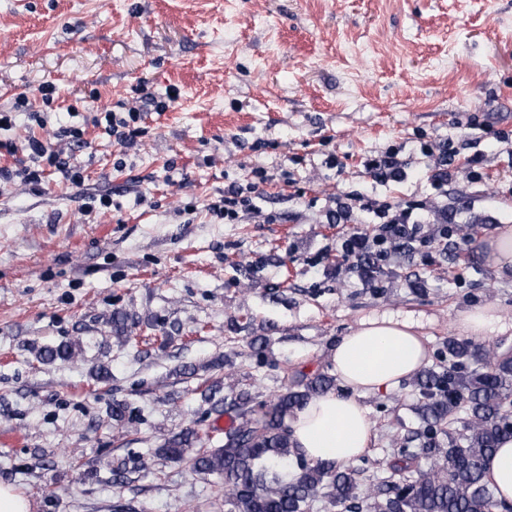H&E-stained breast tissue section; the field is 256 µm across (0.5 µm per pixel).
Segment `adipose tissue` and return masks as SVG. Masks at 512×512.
<instances>
[{
	"instance_id": "obj_1",
	"label": "adipose tissue",
	"mask_w": 512,
	"mask_h": 512,
	"mask_svg": "<svg viewBox=\"0 0 512 512\" xmlns=\"http://www.w3.org/2000/svg\"><path fill=\"white\" fill-rule=\"evenodd\" d=\"M456 329L479 340L512 331V316L487 303L460 313ZM412 317L385 313L358 323L336 344L333 371L341 385L309 400L288 418L292 451L308 463L346 465L374 439L361 393L388 391L421 371L428 346ZM485 479L500 499L512 502V438L500 443L486 462Z\"/></svg>"
}]
</instances>
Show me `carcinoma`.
<instances>
[{"label":"carcinoma","instance_id":"1","mask_svg":"<svg viewBox=\"0 0 512 512\" xmlns=\"http://www.w3.org/2000/svg\"><path fill=\"white\" fill-rule=\"evenodd\" d=\"M474 356L480 367L472 372L428 369L417 375L425 437L437 444L443 425L460 410L467 414L464 432L448 433L444 459L425 470H413L417 455L403 451V464L391 468L374 497L376 512H512L484 479L487 458L512 437V355L448 341L449 358L461 362ZM332 385L333 378L320 374L257 410L248 393L236 395L233 405L242 422L224 431L223 445L191 457L195 471L224 478V512H311L324 485L331 488L329 506L336 512H362L357 470L350 466L300 462L285 475L292 455L285 417ZM197 441V432L187 430L157 453L181 459Z\"/></svg>","mask_w":512,"mask_h":512}]
</instances>
